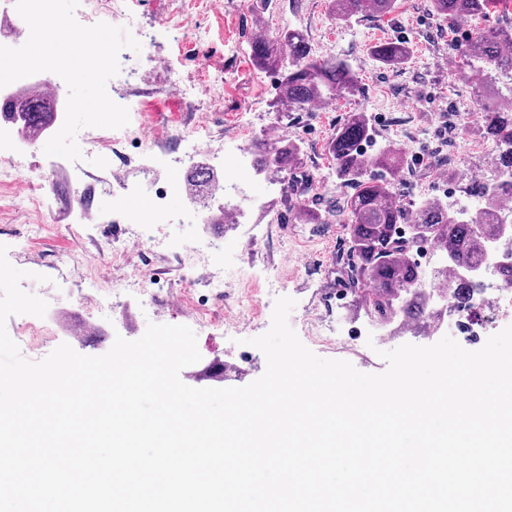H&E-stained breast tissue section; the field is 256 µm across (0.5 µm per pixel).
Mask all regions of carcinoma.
<instances>
[{
    "mask_svg": "<svg viewBox=\"0 0 512 512\" xmlns=\"http://www.w3.org/2000/svg\"><path fill=\"white\" fill-rule=\"evenodd\" d=\"M499 0H430V10L442 21L461 18L480 19L496 7ZM397 0H333L339 21L373 13L394 11ZM250 56L260 68L284 67L278 85V104L288 111H302L336 94L359 91V67L348 57H317L305 34L288 29L271 39L260 31L249 43ZM512 24L475 29L459 49L463 64L455 77L471 84L472 72L480 74L473 91L479 114L471 131L495 147L490 178L471 181L466 195L477 199L473 212L456 210L448 202L426 197L412 211L396 201V177L404 150L386 144L373 153L364 149L376 141L375 130L364 112H353L336 130L328 143L336 179L351 186V192L334 204L336 223L343 224L349 269V292L365 315L382 326L402 324L421 326L431 320L440 324L442 312L429 309L418 251L433 246L446 265L436 271L434 291L444 297L459 314L472 308L473 293L484 284L455 273L457 269H476V257L490 239L499 236L506 215L500 183L512 178ZM412 44L402 40L381 41L370 47V54L384 67L398 68L408 62ZM12 111H0V121L20 127L32 140L53 128L58 119L55 101L25 92L8 98ZM248 152L255 174H283L302 164L300 145L287 139H256ZM186 182L193 195L209 198L217 176L209 164L192 167ZM314 190L312 178L305 180L296 220L302 224H327L330 216L321 214L314 201L306 198Z\"/></svg>",
    "mask_w": 512,
    "mask_h": 512,
    "instance_id": "1",
    "label": "carcinoma"
}]
</instances>
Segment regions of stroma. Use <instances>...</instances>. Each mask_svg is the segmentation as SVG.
Instances as JSON below:
<instances>
[{"label":"stroma","mask_w":512,"mask_h":512,"mask_svg":"<svg viewBox=\"0 0 512 512\" xmlns=\"http://www.w3.org/2000/svg\"><path fill=\"white\" fill-rule=\"evenodd\" d=\"M125 9L138 19L137 25L127 28L142 45L137 52L122 50L119 65L121 70L136 71L137 79L125 85L111 78L107 92L117 104H138L130 122L145 134L151 148L143 157L138 146H129L132 159L123 169L127 190L117 198L105 191L103 184L111 174L92 156L75 162L62 158L48 165L42 138L13 163L0 165V244L8 245L10 264L29 273L22 289L48 303L45 317L17 315L6 323L10 332L25 324L27 342L20 347L25 359H43L60 344L72 343L75 329L90 324L97 325L103 338L97 349L101 355L116 337L139 339L148 323L186 325L194 330L201 354L189 368L192 387H212V380H200L199 375L216 360L230 370L227 386L242 387L266 369L264 354L249 341L269 329L275 301L282 296L295 301L289 315L295 332H302L304 321H315L323 332L344 342L338 349L314 343L312 352L349 361L364 373L383 372L387 364L382 352L404 344L429 346L449 335L464 349L476 351L507 327L494 305L497 277L489 273L474 305L475 333L453 332L444 325L424 336L391 327L374 334L368 319L349 306L342 225L298 223L294 205L301 199L299 192H282L273 177L253 173L244 180L242 191L259 206L246 212L242 223L222 228L197 223L195 205L171 195L166 200L170 222L157 238L147 241L145 248L131 247L123 262L112 258V231L123 212L145 208L149 202L142 187L184 177L194 162L205 160L201 151L189 156L179 139L204 125L218 131V138L211 141L218 150L224 147V137H236L247 146L269 137L274 129L298 143L302 169L313 177L323 210L343 192L326 146L353 112L368 115L378 142L403 146L409 161L397 182L402 207L413 208L415 184L441 196L449 167L473 179L490 174L491 146L459 129L446 139L439 134L448 119L445 105L471 96L470 87L456 81L454 65L459 61L457 49L476 21L440 22L428 0H398L390 14L364 15L349 23L336 20L331 0H125ZM288 27L304 32L316 56L356 59L362 74L360 91L332 99L323 110L277 111L280 72L258 68L250 57L249 41L258 30L273 36ZM200 30L206 33L201 41L196 38ZM385 39L413 40L409 63L394 70L378 67L368 49ZM147 55L154 57L153 65H143ZM412 129L424 133L421 147L412 146ZM418 154L423 163H412ZM37 169L45 173L48 195L41 209L24 204L30 193L26 176ZM86 206L99 220L83 231L75 222ZM30 224L42 225L41 235L23 249H11L12 235L25 232ZM212 241L223 242V250L209 249ZM145 249L152 258L144 269L145 293L127 295L114 314L101 312L113 284L129 265L140 262ZM269 269L280 273L273 288L264 279ZM215 278L224 281L225 300L211 296L208 284ZM246 298L259 305L258 316L238 337L225 335V323L237 318V303ZM201 309L209 316L203 325L197 316Z\"/></svg>","instance_id":"stroma-1"}]
</instances>
